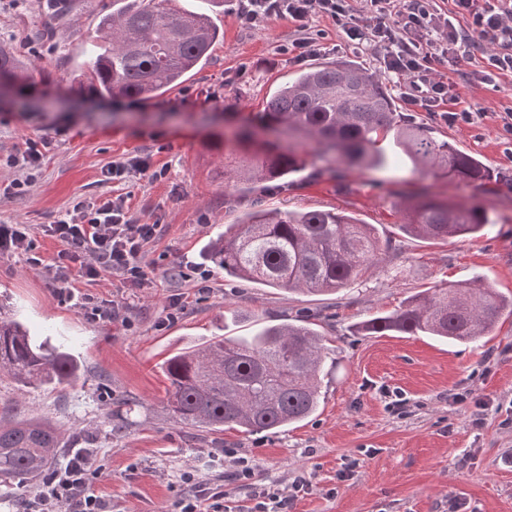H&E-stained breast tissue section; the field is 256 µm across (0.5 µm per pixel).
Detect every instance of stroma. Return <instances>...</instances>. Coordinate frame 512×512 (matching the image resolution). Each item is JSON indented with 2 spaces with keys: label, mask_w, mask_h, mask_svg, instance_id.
Returning a JSON list of instances; mask_svg holds the SVG:
<instances>
[{
  "label": "stroma",
  "mask_w": 512,
  "mask_h": 512,
  "mask_svg": "<svg viewBox=\"0 0 512 512\" xmlns=\"http://www.w3.org/2000/svg\"><path fill=\"white\" fill-rule=\"evenodd\" d=\"M45 2L0 0V45L33 75H50L30 99L0 102V224L37 228L79 201L121 195L135 218L162 231L144 248V287H126L108 272L92 282L70 275L75 295L121 305L113 320L60 299L54 262L62 245L53 238L39 237L36 264L0 254V307L81 367L76 383L56 387L23 388L0 375V417L25 412L51 421L63 437L57 464H67L74 449H89L102 470L94 492L107 512H169L196 481L223 493L231 512H253L251 489L210 460L226 448L249 459L258 485L284 490L300 476L311 482L288 512H448L452 500L464 502L466 512H512V315L470 343L356 331L406 298L451 283L478 278L512 298V144L501 135L512 75L491 85L460 84L458 106L475 112L473 123L412 115L481 159L489 179L448 182L387 140L381 168L353 166L338 179L311 161L285 188L240 191L224 175L242 151L229 133L263 111L303 65L352 60L379 75L375 48L353 50L322 19L311 32L321 49L302 64L287 52L299 36L293 23L246 29L236 20L238 0H224V37L202 70L157 99L102 100L85 74L97 16L111 11L112 0H69L44 38L35 21ZM29 138L49 143L30 175L6 163ZM135 155L151 156L164 176L103 182L104 167ZM426 195L480 207L491 222L445 242L403 232L400 200ZM257 201L278 210L345 211L373 225L382 248L359 280L332 295L225 276L204 248ZM175 297L184 310L170 320ZM301 319L325 336L332 361L313 415L274 433L174 422L161 370L174 349Z\"/></svg>",
  "instance_id": "stroma-1"
}]
</instances>
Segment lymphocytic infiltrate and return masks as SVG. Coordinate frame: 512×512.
I'll return each mask as SVG.
<instances>
[{"instance_id":"lymphocytic-infiltrate-1","label":"lymphocytic infiltrate","mask_w":512,"mask_h":512,"mask_svg":"<svg viewBox=\"0 0 512 512\" xmlns=\"http://www.w3.org/2000/svg\"><path fill=\"white\" fill-rule=\"evenodd\" d=\"M368 2L362 8L355 0H239L237 21L244 28L269 19L291 21L302 36L289 52L300 62L319 48L309 30L319 19H332L355 48L382 49L383 72L398 79L406 109L438 115L451 124L472 123L474 116L454 111L460 94L446 73L448 66L483 54L487 69L467 74L468 83L487 84L512 73V0H450L446 9L435 0ZM42 232L63 245L57 254L59 278L75 268L93 281L106 271L118 274L128 287L140 288L145 284L144 247L159 227L138 223L126 198L117 196L77 202L57 221L43 225ZM225 455L232 460L229 477L253 489L255 512H288L289 496L256 486L247 459L231 449ZM100 474L89 458L79 457L43 482L32 503L34 512H59L64 502L72 503V512H104L92 490Z\"/></svg>"}]
</instances>
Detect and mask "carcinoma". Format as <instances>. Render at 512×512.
Returning a JSON list of instances; mask_svg holds the SVG:
<instances>
[{"label": "carcinoma", "mask_w": 512, "mask_h": 512, "mask_svg": "<svg viewBox=\"0 0 512 512\" xmlns=\"http://www.w3.org/2000/svg\"><path fill=\"white\" fill-rule=\"evenodd\" d=\"M112 0L97 17L100 43L89 66L91 90L100 98L148 100L182 83L205 64L224 37L209 11L219 0ZM18 96L34 87L11 52L0 49V78ZM260 130L280 145L227 172L241 184L288 183L313 158L374 169L385 162L377 149L393 143L420 164H431L450 181L485 179L482 160L455 147L435 128L397 111L383 84L352 61L302 70L266 101ZM403 228L415 236L446 241L475 235L491 223L485 211L426 197L405 206ZM380 250L371 224L343 211H279L254 203L207 245L224 275L310 294H334L356 281ZM512 308L495 290L474 282L450 284L408 298L390 314L358 326L367 335L396 331L456 342H473ZM326 348L308 325H267L247 336L203 340L162 365L167 405L181 424L213 431L278 429L301 422L318 408ZM0 370L24 385H61L78 377L70 354L47 348L17 320L0 316ZM61 440L45 419L0 420V483L23 484L46 475Z\"/></svg>", "instance_id": "carcinoma-1"}]
</instances>
